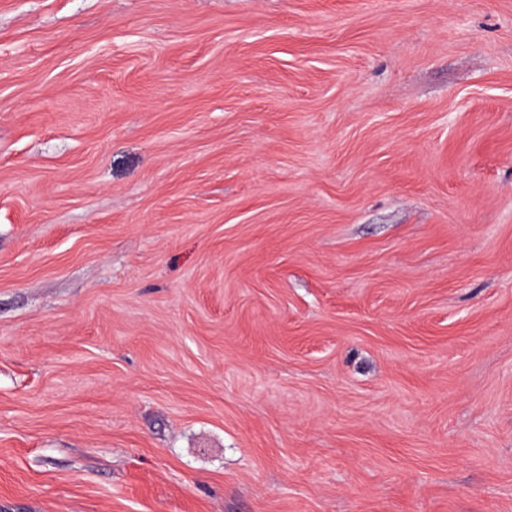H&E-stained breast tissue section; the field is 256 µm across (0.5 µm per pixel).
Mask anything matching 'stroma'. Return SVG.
Masks as SVG:
<instances>
[{
  "label": "stroma",
  "instance_id": "35a3bbf8",
  "mask_svg": "<svg viewBox=\"0 0 512 512\" xmlns=\"http://www.w3.org/2000/svg\"><path fill=\"white\" fill-rule=\"evenodd\" d=\"M0 512H512V0H0Z\"/></svg>",
  "mask_w": 512,
  "mask_h": 512
}]
</instances>
